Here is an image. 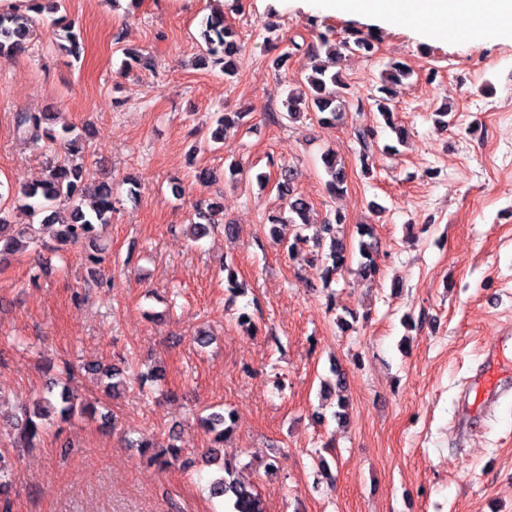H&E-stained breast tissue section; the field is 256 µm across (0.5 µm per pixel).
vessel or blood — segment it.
I'll use <instances>...</instances> for the list:
<instances>
[{"label":"vessel or blood","mask_w":512,"mask_h":512,"mask_svg":"<svg viewBox=\"0 0 512 512\" xmlns=\"http://www.w3.org/2000/svg\"><path fill=\"white\" fill-rule=\"evenodd\" d=\"M512 391V336L500 337L488 350L480 369L468 381L463 395V414L472 407L487 408Z\"/></svg>","instance_id":"b4317fda"}]
</instances>
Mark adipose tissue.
<instances>
[{"label":"adipose tissue","mask_w":512,"mask_h":512,"mask_svg":"<svg viewBox=\"0 0 512 512\" xmlns=\"http://www.w3.org/2000/svg\"><path fill=\"white\" fill-rule=\"evenodd\" d=\"M326 14L377 17L388 24L424 21V33L447 38L449 22H460L468 35L480 33L481 21L496 18L500 33L512 37V0H309Z\"/></svg>","instance_id":"adipose-tissue-1"}]
</instances>
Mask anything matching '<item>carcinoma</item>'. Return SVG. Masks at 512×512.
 <instances>
[{"label": "carcinoma", "mask_w": 512, "mask_h": 512, "mask_svg": "<svg viewBox=\"0 0 512 512\" xmlns=\"http://www.w3.org/2000/svg\"><path fill=\"white\" fill-rule=\"evenodd\" d=\"M36 20L18 13L0 12V55L16 53L25 48L31 39ZM57 28L61 46L71 55L80 54L81 32L75 31V24L58 17L52 20ZM200 38L205 48L200 57L204 65L220 67L224 76L233 78L237 75L236 56L240 52V44L236 32L224 24V15L220 12L211 13L203 22ZM376 35L369 32L365 35L352 32L350 37L341 41L329 38L325 34L318 35V44L310 47L309 61L300 66L305 82L296 89L289 90L282 101L283 112L273 115L275 119L296 121L304 113L314 114L318 123L335 125L344 119L348 102L344 95L346 83L340 69L344 52L368 54L374 49ZM412 74L411 67L401 61H391L379 77L378 96L374 97L379 116L396 135L397 142L405 143L404 128L395 122V113L388 106L393 96V87ZM243 113L226 112L214 117L216 127L213 142H224L227 132L238 126ZM14 123L19 137L32 145H39L43 140L52 145L66 149L69 159L56 161L47 167L43 179L32 183L17 192L20 208L28 218L25 224H16L10 211L0 204V257L12 255L25 250L37 243L35 225H58L57 241L62 245L76 243L96 234L97 228L112 223V187L108 184L94 185L87 180L85 167L76 162L75 158L82 152L78 138L70 137V130L57 132L51 124L48 113L18 112ZM362 150L360 152L361 173L370 174L373 166V154L366 142L365 133H358ZM322 163L327 175L326 186L333 195H340L347 189L349 174L345 164L338 160L336 153L328 152L322 156ZM278 198L281 200L276 214L270 216L273 224L271 236L277 245L292 255L308 244L311 238L307 234L310 227L309 201L294 188V172L285 166L280 167L275 183ZM92 198L90 209L82 207L81 200ZM221 204L213 199L203 206L196 207L197 222L192 225L196 236L201 237L209 232L224 231L231 237L235 234V225L222 222ZM345 223L344 215L337 211L334 218L320 225L316 235L315 247L328 248L326 260L320 266V278L330 283L336 273L347 266L351 251L340 226ZM358 260L359 275L369 281L379 277L380 268L374 257V229L370 224L358 226ZM108 379L106 391H115L124 384V369L114 365L103 372ZM55 416L63 421L75 416L96 415V409L79 402L77 390L72 385L71 373H66L62 381L48 388L47 394L33 407L25 409L16 418L12 430L19 445L32 448L43 432V422ZM233 419L232 413L213 412L204 420V428L214 434L213 442L221 444L224 435L230 430L226 420ZM12 449L0 447V489L7 487L15 478V470L6 464ZM178 459L175 446L160 448L150 455V461L164 469ZM236 463L224 461V476L211 484V495L222 497L229 507V512H267L265 500L253 485L241 481L236 475Z\"/></svg>", "instance_id": "carcinoma-1"}]
</instances>
